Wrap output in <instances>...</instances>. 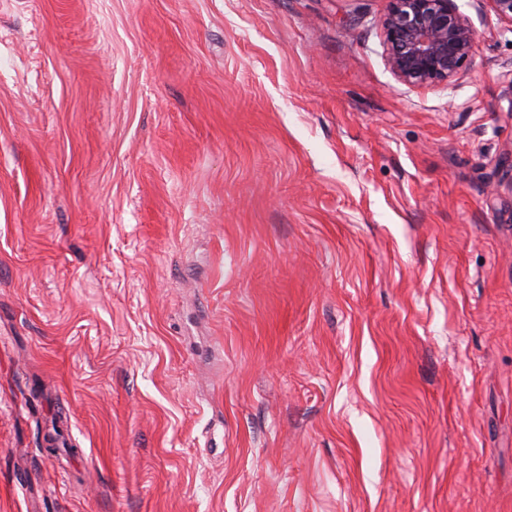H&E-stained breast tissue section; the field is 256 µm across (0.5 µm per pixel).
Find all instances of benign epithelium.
<instances>
[{
	"label": "benign epithelium",
	"instance_id": "1",
	"mask_svg": "<svg viewBox=\"0 0 512 512\" xmlns=\"http://www.w3.org/2000/svg\"><path fill=\"white\" fill-rule=\"evenodd\" d=\"M512 32V0H485ZM383 56L408 87L457 83L478 51V35L456 0H390L382 21Z\"/></svg>",
	"mask_w": 512,
	"mask_h": 512
}]
</instances>
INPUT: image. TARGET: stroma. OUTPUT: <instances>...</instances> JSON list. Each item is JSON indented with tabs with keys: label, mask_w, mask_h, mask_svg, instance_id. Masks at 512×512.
<instances>
[{
	"label": "stroma",
	"mask_w": 512,
	"mask_h": 512,
	"mask_svg": "<svg viewBox=\"0 0 512 512\" xmlns=\"http://www.w3.org/2000/svg\"><path fill=\"white\" fill-rule=\"evenodd\" d=\"M458 4L412 88L389 0H0V512H512V32ZM383 56L409 87L457 83L478 51V35L456 0H390Z\"/></svg>",
	"instance_id": "obj_1"
}]
</instances>
